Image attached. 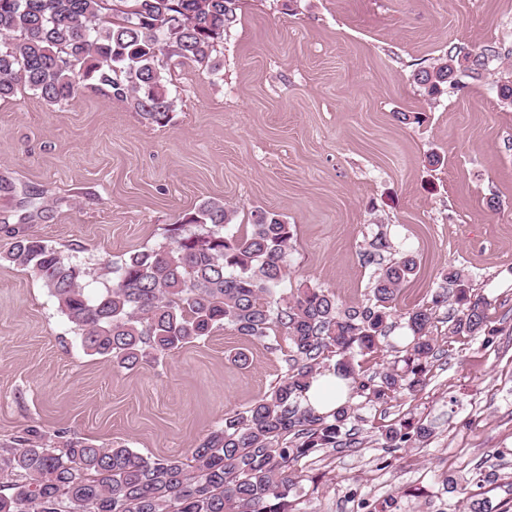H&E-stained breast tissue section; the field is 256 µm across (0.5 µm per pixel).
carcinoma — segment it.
Listing matches in <instances>:
<instances>
[{
	"instance_id": "cac0c4a2",
	"label": "carcinoma",
	"mask_w": 512,
	"mask_h": 512,
	"mask_svg": "<svg viewBox=\"0 0 512 512\" xmlns=\"http://www.w3.org/2000/svg\"><path fill=\"white\" fill-rule=\"evenodd\" d=\"M236 10L237 0H0V100L23 88L61 106L91 81L163 126L174 110L163 59L217 70L213 52ZM461 52L457 47L414 73L427 95L478 78L502 58L485 49L463 69ZM232 221L224 204L204 202L171 229L168 245L103 263L107 286L95 296L86 292L85 269L39 237L17 233L0 252V261L42 281L86 351L127 370L223 327L257 341L280 329L288 340L284 377L245 411L225 416L185 461L145 458L123 444L52 446L39 430H27L16 445L0 447V512H294L288 494L299 478L295 466L343 445L342 429L355 412L348 400L329 414L306 406L305 392L318 376L330 371L349 397L374 404L424 384L435 351L433 307L448 302L446 288L435 292L432 307L405 313L410 341L402 367L373 377L360 361L386 336L392 303L417 268L414 258L380 269L370 305L342 311L334 295L307 285L283 303L277 290L291 226L265 210L243 231ZM455 298L460 310L450 334L495 333L484 298L471 299L465 288ZM431 434L421 421H403L381 438L399 448Z\"/></svg>"
}]
</instances>
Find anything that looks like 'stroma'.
<instances>
[{
	"label": "stroma",
	"mask_w": 512,
	"mask_h": 512,
	"mask_svg": "<svg viewBox=\"0 0 512 512\" xmlns=\"http://www.w3.org/2000/svg\"><path fill=\"white\" fill-rule=\"evenodd\" d=\"M455 47L512 49V0H238L218 71L166 62L164 126L86 88L60 108L20 90L0 100V251L13 232L36 235L85 268L94 295L104 261L168 243L172 224L218 200L241 225L258 210L291 224L282 297L311 285L346 309L372 303L366 252L384 233L385 260L409 253L419 269L387 344L362 360L371 375L401 359L403 313L462 271L497 334L449 336L457 307L436 308L422 389L382 405L354 398L357 446L301 460L289 499L296 512H353L358 498L466 512L451 476L476 498L510 501L512 104L500 89L512 58L429 98L414 72ZM240 351L248 365L234 362ZM285 373L279 346L229 328L113 366L83 349L33 273L0 262V444L35 426L184 457ZM407 419L432 424L430 438L383 447L382 430Z\"/></svg>",
	"instance_id": "1"
}]
</instances>
